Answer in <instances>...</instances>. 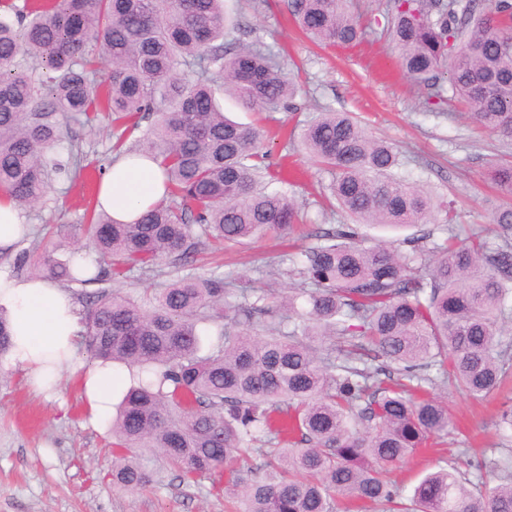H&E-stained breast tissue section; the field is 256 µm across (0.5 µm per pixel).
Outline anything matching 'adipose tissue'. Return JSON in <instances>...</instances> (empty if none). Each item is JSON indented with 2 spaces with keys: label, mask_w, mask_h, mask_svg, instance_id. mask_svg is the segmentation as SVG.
Masks as SVG:
<instances>
[{
  "label": "adipose tissue",
  "mask_w": 512,
  "mask_h": 512,
  "mask_svg": "<svg viewBox=\"0 0 512 512\" xmlns=\"http://www.w3.org/2000/svg\"><path fill=\"white\" fill-rule=\"evenodd\" d=\"M165 195L156 162L124 154L112 162L103 176L98 203L114 220L130 223ZM0 310L10 320V366L25 370L33 385L49 388L66 369H76V353L82 332L81 316L72 294L46 279H17L0 274ZM108 362H97L81 378L90 420L98 426L112 419L115 386L131 380Z\"/></svg>",
  "instance_id": "obj_1"
}]
</instances>
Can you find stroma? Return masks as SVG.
Segmentation results:
<instances>
[{"label": "stroma", "mask_w": 512, "mask_h": 512, "mask_svg": "<svg viewBox=\"0 0 512 512\" xmlns=\"http://www.w3.org/2000/svg\"><path fill=\"white\" fill-rule=\"evenodd\" d=\"M354 2L370 23L365 43L355 47H321L303 37L284 0L225 2L241 25V42L262 40L297 77L299 91L292 108L253 112L228 97L220 103L230 118L268 131L272 169L290 172L288 180L275 182L274 187L304 212L306 224L287 236L269 235L224 250L210 243L200 247L193 265L168 257L152 268L126 271L114 280V287L137 298L178 277L230 271L241 288L298 287L301 279L294 259L314 243L307 235L309 225L335 228L349 221L340 211L324 214L322 190L332 176L316 169L300 139L285 136L322 112L357 117L369 133L395 148L402 178L453 204L451 220L440 214L416 227L362 225L368 239L399 243L429 231L442 243L449 231L473 230L502 241L504 234L494 216L512 205V194L492 184L490 173L494 165L512 161V140L489 133L469 118L466 108L450 102L449 83L441 85L445 103L429 107V89L400 69L385 33L392 0ZM66 145L85 155L95 172L89 179L53 183L43 202L23 208L32 231L14 254L0 256V270L12 277L31 276L33 258L60 243V236L47 234L45 225L77 228L96 204L99 182L114 157L111 128L72 126ZM432 393L447 402L454 426L435 451L411 455L400 466L395 473L398 484L411 491L426 473L453 464L460 456L472 462L465 473L468 480L499 483V473L477 469L476 464L486 458L512 460V437H504L499 426L502 404L512 398V381L502 393L484 400L443 385L433 386ZM110 440V427L88 420L79 376L65 375L58 388L40 393L33 390L26 371L0 367V512H229L223 476L216 473L194 482L177 479L166 459L148 448L139 454L154 475L152 484L134 491L114 488Z\"/></svg>", "instance_id": "stroma-1"}]
</instances>
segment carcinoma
Here are the masks:
<instances>
[{"label":"carcinoma","mask_w":512,"mask_h":512,"mask_svg":"<svg viewBox=\"0 0 512 512\" xmlns=\"http://www.w3.org/2000/svg\"><path fill=\"white\" fill-rule=\"evenodd\" d=\"M317 44L353 46L365 32L348 0H288ZM0 15V194L32 206L50 177L71 181L84 159L58 150L72 122L112 116V150L153 119L141 152L159 160L164 198L132 224L94 209L83 243L44 253L36 271L84 288L165 256L189 265L213 240L286 235L302 220L268 190L265 132L226 118L217 94L250 110L292 105L297 90L260 40L231 46L224 0H48ZM389 37L404 72L436 89L446 78L475 120L512 138V0H393ZM109 66L97 77L92 51ZM333 176L337 205L357 220L316 227L304 252L308 287L281 298L231 287V275L182 277L136 300L119 288L85 292L92 358L150 373L131 384L112 422V484L152 476L133 448H156L183 480L228 473L237 512H335V500L386 512H512L504 480L466 487L444 466L402 499L392 472L448 434L452 420L417 373L475 399L508 379L501 359L512 299V242L480 236L401 249L366 242L362 224L427 222L450 205L395 176L398 157L346 112H323L301 132ZM512 192V164L493 171ZM92 249L96 266L83 251ZM306 307L299 309L296 299ZM292 328L284 329V322ZM341 362L332 358L333 353Z\"/></svg>","instance_id":"1"}]
</instances>
